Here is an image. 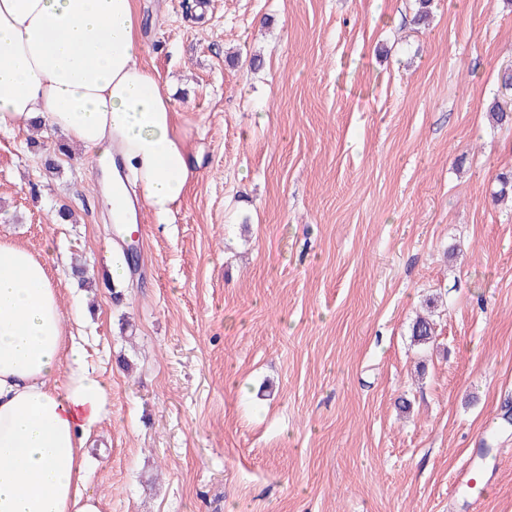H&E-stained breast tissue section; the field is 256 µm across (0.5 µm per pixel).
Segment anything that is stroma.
<instances>
[{
    "label": "stroma",
    "mask_w": 512,
    "mask_h": 512,
    "mask_svg": "<svg viewBox=\"0 0 512 512\" xmlns=\"http://www.w3.org/2000/svg\"><path fill=\"white\" fill-rule=\"evenodd\" d=\"M135 4L196 169L166 221L131 239L63 133H0V240L90 313L103 512H469L487 446L512 512V0ZM432 315H418L410 328L412 341L418 345L434 344L436 340V322Z\"/></svg>",
    "instance_id": "stroma-1"
}]
</instances>
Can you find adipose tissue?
<instances>
[{"label": "adipose tissue", "mask_w": 512, "mask_h": 512, "mask_svg": "<svg viewBox=\"0 0 512 512\" xmlns=\"http://www.w3.org/2000/svg\"><path fill=\"white\" fill-rule=\"evenodd\" d=\"M139 25L135 0H0V132L66 133L105 167L118 224L131 190L163 219L190 178ZM66 325L45 262L0 241V512H102L83 472L109 393Z\"/></svg>", "instance_id": "obj_1"}]
</instances>
